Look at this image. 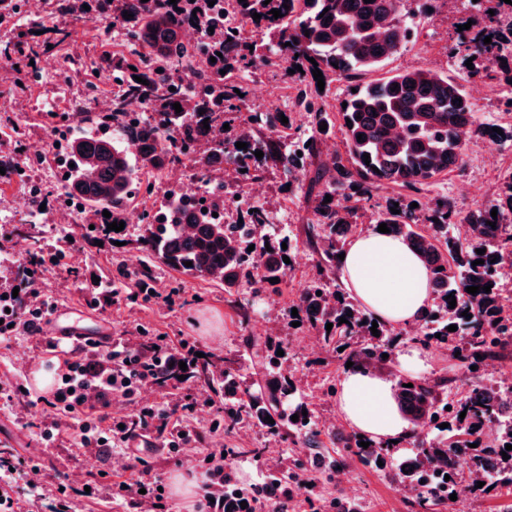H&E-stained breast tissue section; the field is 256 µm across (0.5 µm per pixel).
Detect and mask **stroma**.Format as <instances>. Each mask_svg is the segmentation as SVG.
Segmentation results:
<instances>
[{"label":"stroma","instance_id":"1","mask_svg":"<svg viewBox=\"0 0 512 512\" xmlns=\"http://www.w3.org/2000/svg\"><path fill=\"white\" fill-rule=\"evenodd\" d=\"M468 14L461 5L443 0L438 9L419 13L415 19V34L398 53L390 57L383 69L366 74V81L388 76L389 72L404 69H434L453 75L463 84L476 104V117L485 124H505L512 115L503 112L500 101L506 91L498 81L469 76L448 56V47L457 38L458 27ZM44 35L55 29H64L69 37L54 53L58 61H65L71 52H78L84 62L96 60L103 52L121 49L122 43L112 40L95 21L72 22L51 13H43ZM96 83L99 96L110 95L113 84L109 71H65L56 78L34 72L27 79L24 93L13 96L8 85L0 84V99L12 102L11 121L24 125L28 139L47 146L45 163H61L60 154L51 147L53 138L42 118L43 112H68L73 101L72 91ZM247 95L237 112L225 114L230 129H237L243 120L254 113L269 111L273 100L290 102L296 94L285 76L283 68L263 67L244 80ZM466 163L462 168L448 172L419 192L420 201L435 203L448 198L461 211L489 204L494 198L502 175L512 170V148L504 146L487 153L483 141H473L465 148ZM40 171L27 168L23 178L0 177V206L9 214L7 223H0V289L10 287L26 261L24 244L17 234L18 227L28 224L29 217L20 197L27 184L38 181ZM288 180L281 170L268 168L260 184L264 188L263 204L274 216L272 232L291 240L293 251L300 254L293 263L284 282L274 288L261 289L251 298L249 320H242L231 296L212 281L190 279L179 275L162 263H154L153 275L158 294L149 300H129L132 289L129 278L116 280L117 268L135 271L141 254L138 242L144 225L126 227L119 238L99 237L90 230L83 217H75L70 236L40 233L44 255L50 264L40 284V296L52 305L51 320L76 322L91 335L107 333L113 342L129 343L141 331H149L154 338L164 339L173 347L181 344L221 357L239 358L240 372L253 383L265 379L263 368L255 364L245 347L247 337L269 340L274 349L283 350L298 388L309 403L316 418L322 419L336 412V395L345 363L329 346L311 349L302 338L310 334L308 323L294 324L290 305L300 295L302 287L311 284L317 271V256L305 243V227L310 216L302 195L288 192ZM111 283L113 294L100 303V286ZM56 339L49 330L32 336H18L0 341V383L13 385L10 399L0 398V452H18L40 462L39 485L31 487L29 477H22L15 495L14 512H52L58 505L54 484L63 478L73 487L84 482L98 484V496L77 498L71 503L72 512H190L186 502L169 492L170 475L186 471L192 475L204 474L202 460L212 450L213 441H221L227 455L226 470L234 481L243 485L261 483L270 459L280 461L283 470H291L295 458L305 455L304 443L289 444L281 441L268 429L255 427L252 442H245L246 432L212 429L214 418L224 413L220 399L205 401L208 389L201 384L169 385L164 393L153 394L151 399L135 395L134 399L115 398L112 412L115 417L134 416L139 410L152 407L174 412L184 427L191 431L190 442L198 461L186 466L181 449L151 448L136 453L121 447L90 455L81 445L80 433L73 416L56 411L60 433L54 440L43 438L48 423L40 412L44 407V389L34 379L40 369L58 372L62 360L50 356ZM426 380L453 378L454 390L487 382V372L472 374L466 363L451 359L448 350L432 346L427 350V367L420 371ZM349 426L341 429L321 430L315 439L319 450L327 457L345 461V472L355 484L358 494L350 496L346 486L327 483L324 476L311 472L312 487L302 490L298 501L289 503L288 512H408V496L398 492V465L412 456L411 445L392 448V464L383 468L365 462L347 448L345 437ZM252 445L259 456H235V449ZM276 449V457H269V449ZM123 481L131 485L151 481L165 489L161 506L145 507L141 499L113 496L112 484Z\"/></svg>","mask_w":512,"mask_h":512}]
</instances>
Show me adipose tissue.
Segmentation results:
<instances>
[{
    "mask_svg": "<svg viewBox=\"0 0 512 512\" xmlns=\"http://www.w3.org/2000/svg\"><path fill=\"white\" fill-rule=\"evenodd\" d=\"M338 267L350 296L376 321L400 328L419 322L432 302L433 273L401 238L372 231L352 238ZM340 417L357 434L404 442L408 424L383 375L353 366L336 392Z\"/></svg>",
    "mask_w": 512,
    "mask_h": 512,
    "instance_id": "1",
    "label": "adipose tissue"
}]
</instances>
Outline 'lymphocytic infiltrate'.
<instances>
[{"label":"lymphocytic infiltrate","instance_id":"f902f5d3","mask_svg":"<svg viewBox=\"0 0 512 512\" xmlns=\"http://www.w3.org/2000/svg\"><path fill=\"white\" fill-rule=\"evenodd\" d=\"M17 297L0 298V338L8 339L24 332L38 330L48 314L44 303H32V282L21 279ZM177 356L166 346L155 343L146 349L110 350L106 355L89 360L80 347H73L63 362L64 378L47 397L51 407L82 415L81 444L86 448L111 447L113 443L135 440L136 433L120 427L112 417L115 396H133L138 385L148 380V367L164 368L176 362Z\"/></svg>","mask_w":512,"mask_h":512}]
</instances>
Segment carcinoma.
<instances>
[{
    "label": "carcinoma",
    "instance_id": "obj_1",
    "mask_svg": "<svg viewBox=\"0 0 512 512\" xmlns=\"http://www.w3.org/2000/svg\"><path fill=\"white\" fill-rule=\"evenodd\" d=\"M96 2L105 27L119 26L128 36L127 51L107 52L101 58L102 65L123 79V91L112 97V111L106 114L83 103L61 118L52 112L45 115V123L54 133L69 119L90 124L81 136L67 141L64 158L69 164L67 195L81 203L84 213L93 219L94 230L109 235L107 225L100 223L103 211L120 221V213L140 191L144 169L161 171L186 159L203 171L225 158L232 161L236 179L255 182L268 166H275L313 203L305 234L306 244L319 256L318 275L294 307L322 331L326 345L343 348L344 361L367 370L382 363L393 330L380 324L378 336H373V319L345 297L341 287H332L338 255L356 233L358 211L366 208L374 192L390 184L418 192L436 177L462 167L465 142L459 131L478 140L487 135L488 125L477 120L474 103L454 77L431 69L398 71L355 85L356 92L344 99L347 106L338 109L344 152L324 157L325 132L319 127L329 122V114L317 104L321 92L312 70L319 69L326 84L376 70L413 35L415 12L406 7L407 0H270L267 4L264 0H246L244 4L223 0L224 10L234 15L237 23L213 34L207 31L197 42L186 40L183 30L189 25L206 28L214 11L209 0H177L175 6L169 0ZM87 3L89 0H51L50 8L63 17L92 21L94 17L83 9ZM470 7L480 16L478 30L470 39L451 46L449 52L461 67L472 59L470 75L496 79L512 89V52L503 50L512 43V5L504 0H477ZM273 9L281 11V17L273 18ZM126 12L132 18H124ZM255 13L261 18L253 19ZM39 26L41 22L32 20L16 31L12 41L0 44V57L9 59L19 73L68 37L58 29L57 38L36 45L30 35L32 28ZM258 28L266 31L267 39L257 42L250 37ZM487 36L491 37L489 44L484 43ZM212 57L216 62L210 61ZM259 62L294 70L299 85L295 107L314 116L308 132L300 131L290 112H267L260 117L267 133L255 131L249 120L234 139L224 138V113L238 111V102L246 93L242 73ZM137 76L147 84L137 82ZM176 102L182 108L179 113L173 108ZM135 105L149 113V118L130 125L124 116ZM283 116L288 123L281 122ZM238 142L247 144V149L237 148ZM256 151L263 152V158H257ZM365 153L370 156L367 163ZM338 190L352 205L336 203ZM328 195L329 203L325 202ZM412 203L402 195L389 197L377 205L374 216L375 225L387 224L391 234L413 247L433 272L434 300L412 340L423 346L446 343L451 353L470 367L502 357L512 343V297L498 280L499 266L512 262V234L503 235L512 225V171L503 175L490 204L464 215L449 200L432 207L420 203L413 208ZM226 206L220 193L208 195L203 206L192 205L179 195L157 211L145 213L148 234L141 238V249L147 261L139 264L134 274V296L146 299L152 293L151 261L155 259L183 276L212 278L230 295L240 294L246 285H268L272 278L284 281L291 265L283 261L284 250L266 249L267 210L247 203L239 210L243 223L211 222L208 213ZM395 206L400 213L391 212ZM494 208L495 218L491 216ZM491 221L496 227L489 225ZM457 224L468 226L466 235L451 232ZM21 236L28 241L31 269L46 266L39 238L24 232ZM251 245L252 251L248 250ZM479 249L484 253L477 254ZM475 260L481 264L473 265ZM186 261L192 266H185ZM487 285L488 293L466 291L469 286ZM448 295L456 298V306H449ZM341 317L346 322H340ZM328 323L333 324L329 331ZM451 325L457 330L448 331ZM438 333L439 339L435 338ZM285 363L282 356H266L265 383L257 389L244 383L230 361L210 356L197 359L185 371L172 366L158 374L156 383L163 388L185 374V381L203 383L224 397L225 427L262 425L286 434L293 444L301 436L311 444L317 431L307 403L285 407L288 398L299 394ZM412 384L408 388L403 380L397 383L398 403L413 425L407 441L417 449L414 461L399 470L400 481L415 488L426 472L437 475L433 484L416 494L417 504L428 510L449 504L453 493H475L454 460L458 448L473 443L478 447L470 467L479 469L478 454L488 450L499 457V470L489 485L512 487V450H506V445H512V420L503 422L502 435L488 446L483 443L482 426L491 417L490 399L450 401L444 396L446 380H414ZM463 411L466 416L461 419ZM295 414L296 422L292 421ZM267 416L274 423H268ZM442 423L448 424L446 438L433 434ZM360 442L356 435L349 437L353 453L375 462L385 460L389 444L372 441L365 449ZM504 451L509 456L506 461L502 460ZM265 479L278 483L282 506L300 491L293 474L286 475L278 467L270 469ZM224 492L232 496L230 506L238 512H257L265 499V487L259 485L244 487L230 482ZM243 501L247 502L244 509Z\"/></svg>",
    "mask_w": 512,
    "mask_h": 512
}]
</instances>
